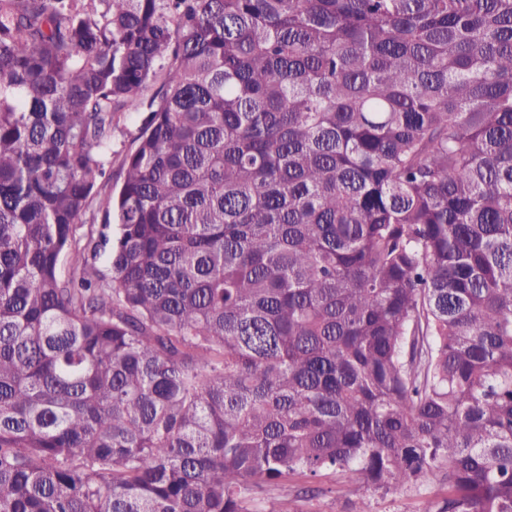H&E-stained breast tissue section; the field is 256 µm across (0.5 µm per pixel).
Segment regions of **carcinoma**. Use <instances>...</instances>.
<instances>
[{
  "label": "carcinoma",
  "instance_id": "cac0c4a2",
  "mask_svg": "<svg viewBox=\"0 0 512 512\" xmlns=\"http://www.w3.org/2000/svg\"><path fill=\"white\" fill-rule=\"evenodd\" d=\"M330 469L512 512V0H0V512ZM138 114L125 115L118 126L112 131V176L113 182L118 179L119 166L122 156L133 146L132 139L140 125Z\"/></svg>",
  "mask_w": 512,
  "mask_h": 512
}]
</instances>
